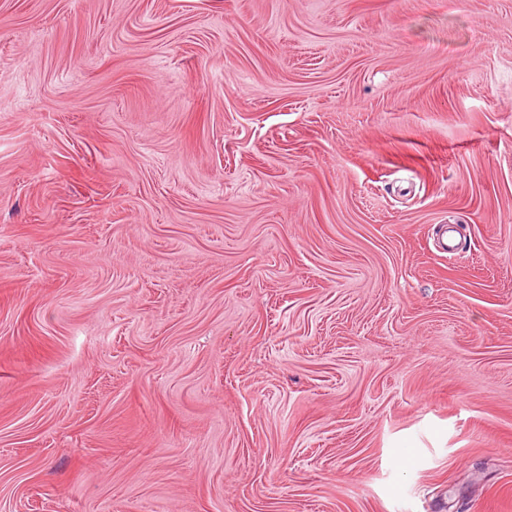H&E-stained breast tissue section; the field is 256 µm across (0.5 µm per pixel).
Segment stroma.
I'll return each instance as SVG.
<instances>
[{
	"label": "stroma",
	"instance_id": "stroma-1",
	"mask_svg": "<svg viewBox=\"0 0 512 512\" xmlns=\"http://www.w3.org/2000/svg\"><path fill=\"white\" fill-rule=\"evenodd\" d=\"M0 512H512V0H0Z\"/></svg>",
	"mask_w": 512,
	"mask_h": 512
}]
</instances>
